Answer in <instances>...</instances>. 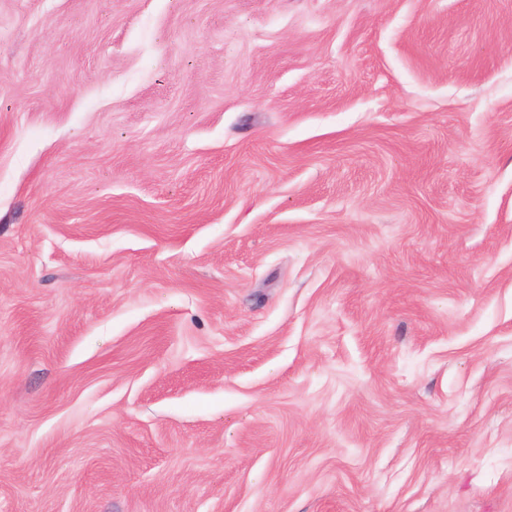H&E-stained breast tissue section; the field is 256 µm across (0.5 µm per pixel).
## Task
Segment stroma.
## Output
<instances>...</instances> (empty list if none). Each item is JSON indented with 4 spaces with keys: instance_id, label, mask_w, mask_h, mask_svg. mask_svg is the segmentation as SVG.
Returning a JSON list of instances; mask_svg holds the SVG:
<instances>
[{
    "instance_id": "35a3bbf8",
    "label": "stroma",
    "mask_w": 512,
    "mask_h": 512,
    "mask_svg": "<svg viewBox=\"0 0 512 512\" xmlns=\"http://www.w3.org/2000/svg\"><path fill=\"white\" fill-rule=\"evenodd\" d=\"M0 512H512V0H0Z\"/></svg>"
}]
</instances>
